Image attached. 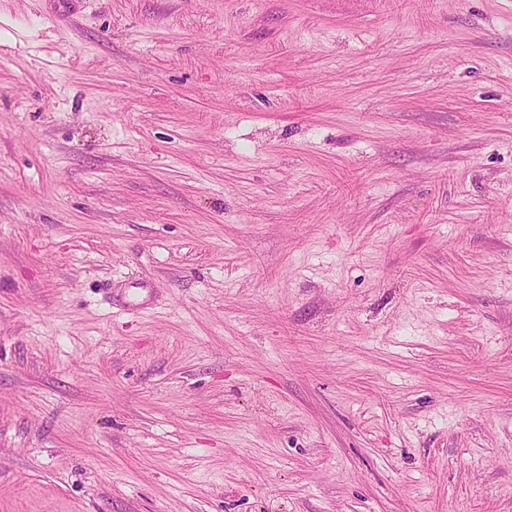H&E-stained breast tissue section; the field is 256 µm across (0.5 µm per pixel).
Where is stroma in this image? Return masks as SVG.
I'll use <instances>...</instances> for the list:
<instances>
[{
	"mask_svg": "<svg viewBox=\"0 0 512 512\" xmlns=\"http://www.w3.org/2000/svg\"><path fill=\"white\" fill-rule=\"evenodd\" d=\"M0 512H512V0H0Z\"/></svg>",
	"mask_w": 512,
	"mask_h": 512,
	"instance_id": "stroma-1",
	"label": "stroma"
}]
</instances>
